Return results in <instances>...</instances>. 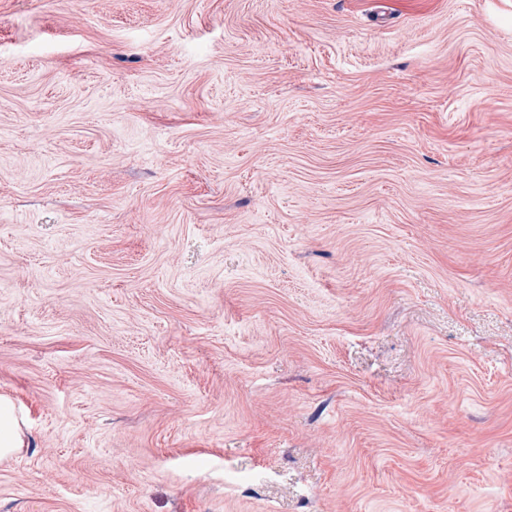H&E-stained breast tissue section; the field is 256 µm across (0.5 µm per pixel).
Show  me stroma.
<instances>
[{
    "label": "stroma",
    "instance_id": "obj_1",
    "mask_svg": "<svg viewBox=\"0 0 512 512\" xmlns=\"http://www.w3.org/2000/svg\"><path fill=\"white\" fill-rule=\"evenodd\" d=\"M0 512H512V0H0ZM27 425L19 416L13 401L0 396V459L16 456L26 446Z\"/></svg>",
    "mask_w": 512,
    "mask_h": 512
}]
</instances>
